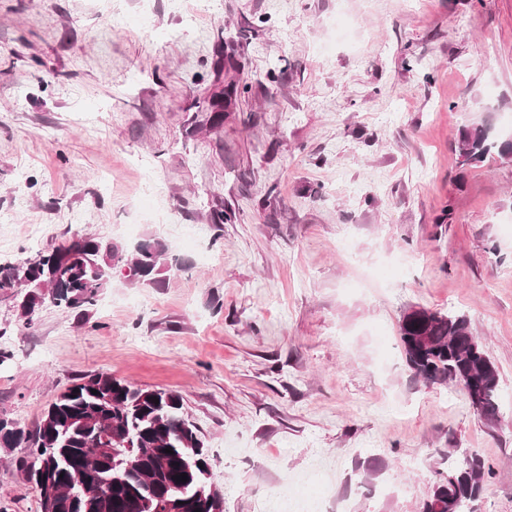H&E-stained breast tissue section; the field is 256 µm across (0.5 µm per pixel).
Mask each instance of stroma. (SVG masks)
I'll use <instances>...</instances> for the list:
<instances>
[{"mask_svg": "<svg viewBox=\"0 0 512 512\" xmlns=\"http://www.w3.org/2000/svg\"><path fill=\"white\" fill-rule=\"evenodd\" d=\"M219 48L239 96L198 133ZM502 112L512 0H0V264L87 234L189 264L27 329L0 295V417L108 373L182 395L224 512H278L285 477L323 512H416L457 448L491 471L475 512H512V161L458 153ZM418 306L469 316L498 423L411 378ZM18 454L0 505L40 512Z\"/></svg>", "mask_w": 512, "mask_h": 512, "instance_id": "1", "label": "stroma"}]
</instances>
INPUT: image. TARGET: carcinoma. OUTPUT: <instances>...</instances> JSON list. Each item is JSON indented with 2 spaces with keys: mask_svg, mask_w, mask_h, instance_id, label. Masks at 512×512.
Masks as SVG:
<instances>
[{
  "mask_svg": "<svg viewBox=\"0 0 512 512\" xmlns=\"http://www.w3.org/2000/svg\"><path fill=\"white\" fill-rule=\"evenodd\" d=\"M236 92L230 81L209 97L208 130L221 128ZM458 150L464 164L490 153L506 158L512 137L501 139L488 127H466ZM124 266L132 270L129 283L163 288L168 273L181 263L155 238L128 247L83 235L18 264L0 265V294L25 295L29 307L89 309L111 286L113 270ZM399 335L412 378L455 383L481 418L498 420L499 375L484 370L490 358L466 314L420 307L401 317ZM0 447L27 449L15 464L31 485L38 484L36 473L43 465L65 485L62 493L39 490L40 512H224V492L215 483L209 450L185 414L183 397L174 391L142 389L107 373L81 377L49 404L34 430L0 418ZM182 473L187 481L174 479ZM489 474L478 451L456 449L448 467L435 471L417 512H468Z\"/></svg>",
  "mask_w": 512,
  "mask_h": 512,
  "instance_id": "carcinoma-1",
  "label": "carcinoma"
}]
</instances>
